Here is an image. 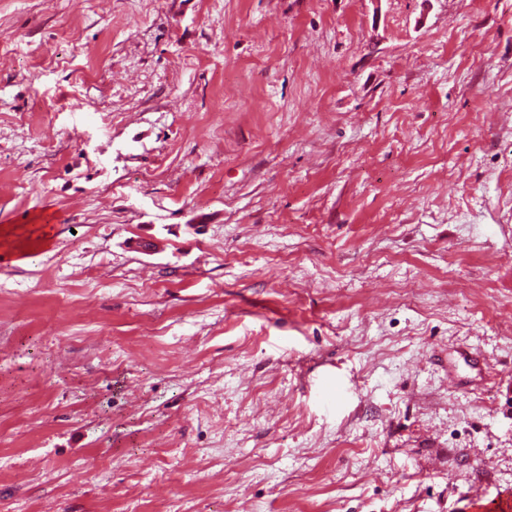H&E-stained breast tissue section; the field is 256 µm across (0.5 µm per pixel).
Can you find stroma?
Instances as JSON below:
<instances>
[{
    "label": "stroma",
    "mask_w": 512,
    "mask_h": 512,
    "mask_svg": "<svg viewBox=\"0 0 512 512\" xmlns=\"http://www.w3.org/2000/svg\"><path fill=\"white\" fill-rule=\"evenodd\" d=\"M0 512L512 492V0H0Z\"/></svg>",
    "instance_id": "stroma-1"
}]
</instances>
